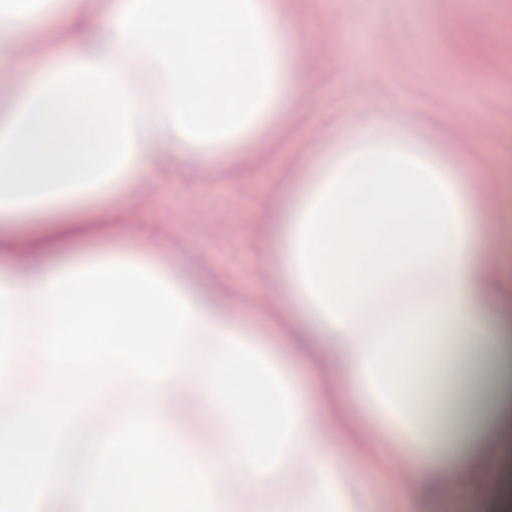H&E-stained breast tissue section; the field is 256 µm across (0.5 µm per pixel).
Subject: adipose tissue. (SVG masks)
I'll return each instance as SVG.
<instances>
[{
    "label": "adipose tissue",
    "instance_id": "obj_1",
    "mask_svg": "<svg viewBox=\"0 0 512 512\" xmlns=\"http://www.w3.org/2000/svg\"><path fill=\"white\" fill-rule=\"evenodd\" d=\"M64 16V36L28 64L13 46ZM308 25L279 0H0V222L51 225L16 271H0V397L58 395L38 336L15 329L62 276L94 266L150 271L183 299L209 359L137 386L169 441L224 445L200 461L207 484L237 475L224 512H384L353 483L346 452L403 490L396 512H432L449 493L482 498L512 447V287L483 261L482 214L448 153L394 107L365 112L349 145L329 147L282 185L270 224L284 304L264 314L281 338L228 320L158 258L152 240L71 258L93 234L86 204L192 162L234 159L287 118L301 88ZM322 388L308 397L299 364ZM295 467L297 485L273 490Z\"/></svg>",
    "mask_w": 512,
    "mask_h": 512
}]
</instances>
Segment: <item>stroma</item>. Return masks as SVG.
<instances>
[{
  "label": "stroma",
  "mask_w": 512,
  "mask_h": 512,
  "mask_svg": "<svg viewBox=\"0 0 512 512\" xmlns=\"http://www.w3.org/2000/svg\"><path fill=\"white\" fill-rule=\"evenodd\" d=\"M310 22L306 89L288 120L232 163L203 176L178 169L123 201H97L105 236L87 250L160 237L164 258L231 289L232 312L279 310L275 273L256 262L270 245L257 216L271 189L307 161L313 145L348 138L363 112L394 103L485 195L494 275L512 280V0H281Z\"/></svg>",
  "instance_id": "1"
}]
</instances>
